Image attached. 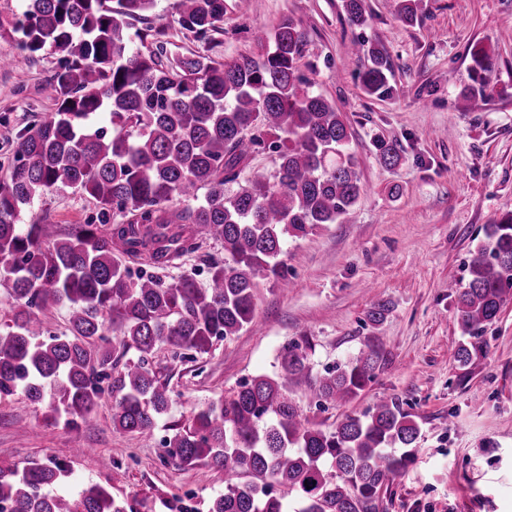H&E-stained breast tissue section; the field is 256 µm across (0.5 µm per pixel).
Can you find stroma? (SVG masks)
Returning a JSON list of instances; mask_svg holds the SVG:
<instances>
[{"mask_svg":"<svg viewBox=\"0 0 512 512\" xmlns=\"http://www.w3.org/2000/svg\"><path fill=\"white\" fill-rule=\"evenodd\" d=\"M175 0H156L149 14L164 26L173 54L230 61L255 49L256 29L283 18L308 33L301 71L333 102L354 131L350 144L363 193L339 223L286 244L290 290L263 282L254 319L208 352L180 358L158 349L151 363L168 383L171 403L146 441L112 427V393L85 421L49 412L17 392L0 397V465L65 462L70 477L56 493L86 484L104 487L127 512H209L224 490V473L199 463L161 459L173 424H189L212 401L258 375H275L283 346L306 343L314 371L345 362L369 336H381L388 366L342 406L318 405L307 386L295 388L303 417L334 429L379 397L396 398L421 427L413 459L384 495L380 512H512V298L484 333L485 363L463 373L455 360L462 339L449 280L467 281L471 253L485 226L512 210V0H419L414 24L399 20L394 0H365L366 26L348 23L343 0H225L222 33L199 38L183 28ZM380 42L392 67L393 98L366 97L354 78L363 59L356 42ZM495 51L498 95L473 112L456 111L468 79V48ZM61 52L0 68V179L13 164L9 144L29 122L55 112L45 91ZM396 140L397 166L384 165L375 136ZM95 203L66 189L34 201L25 224H86ZM389 312L371 326L367 312ZM86 453L73 457L74 443ZM110 466H102V459Z\"/></svg>","mask_w":512,"mask_h":512,"instance_id":"1","label":"stroma"}]
</instances>
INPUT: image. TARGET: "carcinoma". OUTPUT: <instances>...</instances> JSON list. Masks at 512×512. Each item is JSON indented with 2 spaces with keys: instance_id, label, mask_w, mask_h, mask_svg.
I'll return each instance as SVG.
<instances>
[{
  "instance_id": "obj_1",
  "label": "carcinoma",
  "mask_w": 512,
  "mask_h": 512,
  "mask_svg": "<svg viewBox=\"0 0 512 512\" xmlns=\"http://www.w3.org/2000/svg\"><path fill=\"white\" fill-rule=\"evenodd\" d=\"M154 4L27 0L21 14L0 21L18 35L23 59L47 45L64 54L46 85L56 112L18 132L14 165L0 180V273L13 304L0 328V396L20 390L75 424L95 411L110 379L113 428L143 438L170 403L153 353L191 357L238 335L253 321L259 280H284L287 240L338 223L362 193L349 125L301 74L306 33L297 22L287 17L259 32L257 51L232 62L167 59L162 27L137 32L155 50L130 48L131 22ZM343 7L350 24L367 22L364 0ZM175 9L200 38L224 23V0H176ZM397 14L416 22V0H398ZM363 51L360 89L393 97L386 50L376 43ZM470 56L462 112L493 91L492 53L476 44ZM102 115L109 126H96ZM373 147L385 165L400 162L395 141L379 135ZM266 151L276 153L274 174L255 172L229 189L249 156ZM64 188L95 201V221L19 223L35 198ZM175 198L182 205H170ZM209 239L224 244V259L208 265L205 282L169 273ZM127 260L142 265L138 274ZM448 287L458 288L465 334L456 361L470 370L485 358L483 333L512 290V211L486 225L468 282ZM60 306L69 309V333L44 335L41 316ZM387 363L381 336L320 374L300 345H288L277 376H256L199 410L191 426L173 425L162 459L224 470V493L209 512H378L419 423L382 397L324 430L302 418L290 388L305 384L319 403H346ZM66 472L56 462L0 467V512H125L97 484L75 499L50 492Z\"/></svg>"
}]
</instances>
